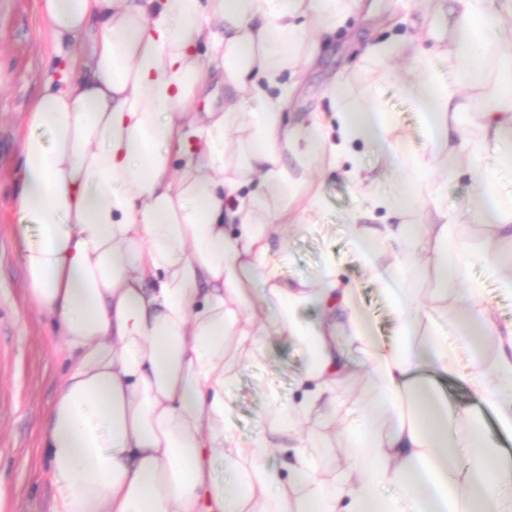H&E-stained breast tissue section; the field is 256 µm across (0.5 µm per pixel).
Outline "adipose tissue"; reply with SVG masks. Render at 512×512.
I'll list each match as a JSON object with an SVG mask.
<instances>
[{"label":"adipose tissue","mask_w":512,"mask_h":512,"mask_svg":"<svg viewBox=\"0 0 512 512\" xmlns=\"http://www.w3.org/2000/svg\"><path fill=\"white\" fill-rule=\"evenodd\" d=\"M495 1L455 0L452 82L418 57L419 76L403 83L451 155L479 160L512 144V31L500 23L512 0ZM44 10L70 65L31 108L17 207L35 227L29 293L72 360L40 444L60 484L52 512H512V455L437 388L460 382L512 433V323L494 321L469 275L481 259L512 288V250L498 246L512 238V196L493 192L492 174H474L483 202L471 215L490 228L482 253H449L458 215L435 198H375L390 212L421 209L419 225H347L402 317L391 343L371 336L334 258L314 280L281 276L288 200L303 186L287 158L305 166L360 141L405 151L391 113L354 106L338 82L327 91L337 134L316 113L288 119L280 78L304 73L308 36L341 20L340 0H44ZM489 57L492 95L466 97ZM210 68L233 94L199 118L190 107ZM241 93L260 108L242 112ZM470 111L475 140L462 127ZM230 130L241 135L233 148ZM270 196L273 212L262 207ZM379 242L398 244L390 261ZM427 267L439 286L425 308L406 281ZM305 308L318 319L301 320ZM470 336L496 344L494 368L458 364ZM275 341L306 350L303 389L243 443L225 393ZM357 353L372 401L344 428L346 467L326 483L301 425L349 414L341 390Z\"/></svg>","instance_id":"1"}]
</instances>
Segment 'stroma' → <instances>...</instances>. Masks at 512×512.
<instances>
[{
	"label": "stroma",
	"mask_w": 512,
	"mask_h": 512,
	"mask_svg": "<svg viewBox=\"0 0 512 512\" xmlns=\"http://www.w3.org/2000/svg\"><path fill=\"white\" fill-rule=\"evenodd\" d=\"M345 23L322 41L313 63L301 76L287 108L290 120L305 119L318 111L329 131H337L336 112L325 91L333 78H341L351 102L372 97L396 117L399 132L412 153L423 156L432 169L415 186L416 195L434 196L438 171L451 166L459 171L443 203L459 215L448 241L449 250L479 248L489 235L486 224L465 213L475 165L496 171L494 189L512 193V170L502 164V154L491 151L480 163L467 155L448 157L429 139L423 116L404 92L406 66L416 48L431 57L441 77L450 66L444 55L453 32L454 0H345ZM437 23L438 38L410 44L411 36ZM396 39L403 47L399 57L370 59L371 43ZM65 61L52 39L50 21L41 0H0V512H51L58 485L39 450L49 409L67 363L49 319L31 300L23 270L22 250L28 226L20 224L14 204L21 147L28 132L27 114L48 77H61ZM359 165L372 184L359 191L348 172ZM307 178L318 190L317 210L302 211L299 223L285 244L287 279L313 278L327 256H335L342 279L356 290L357 305L368 316L374 336L391 341L399 318L345 232L354 216L367 224H387L391 218L381 208H371L374 195L390 193L396 173L369 145L356 143L352 159L313 161ZM306 358L297 346L273 342L267 356L250 360L235 385L225 394L227 417L241 441H249L270 424L272 402L288 405L297 395ZM316 446L326 477L340 474L347 450L337 424L309 421L305 425Z\"/></svg>",
	"instance_id": "obj_1"
}]
</instances>
